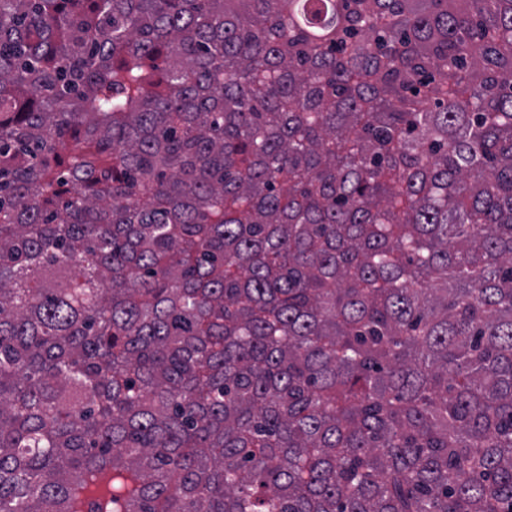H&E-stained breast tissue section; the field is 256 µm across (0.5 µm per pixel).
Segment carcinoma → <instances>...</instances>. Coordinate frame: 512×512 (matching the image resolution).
Listing matches in <instances>:
<instances>
[{
  "label": "carcinoma",
  "mask_w": 512,
  "mask_h": 512,
  "mask_svg": "<svg viewBox=\"0 0 512 512\" xmlns=\"http://www.w3.org/2000/svg\"><path fill=\"white\" fill-rule=\"evenodd\" d=\"M0 512H512V0H0Z\"/></svg>",
  "instance_id": "obj_1"
}]
</instances>
